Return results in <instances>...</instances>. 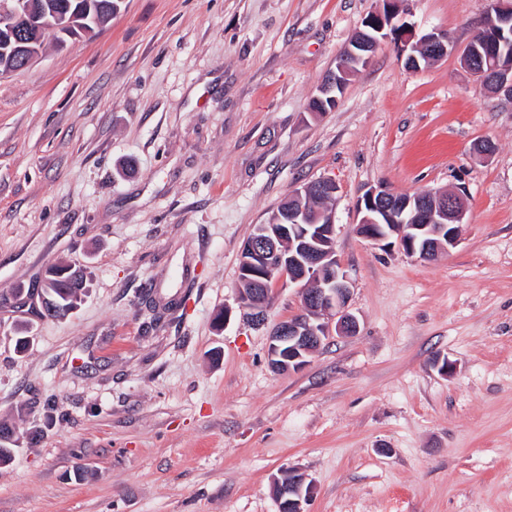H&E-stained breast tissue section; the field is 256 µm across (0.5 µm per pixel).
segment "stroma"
<instances>
[{
  "mask_svg": "<svg viewBox=\"0 0 512 512\" xmlns=\"http://www.w3.org/2000/svg\"><path fill=\"white\" fill-rule=\"evenodd\" d=\"M488 5L412 0L447 57L411 71L383 41L320 115L382 0H125L0 79V422L25 434L0 512H278L292 469L307 512H512V101L461 65ZM321 178L359 330L279 372L299 289L275 284L253 321L240 253ZM380 183L459 192L457 248L421 262L363 238ZM68 261L90 288L41 318L24 291Z\"/></svg>",
  "mask_w": 512,
  "mask_h": 512,
  "instance_id": "35a3bbf8",
  "label": "stroma"
}]
</instances>
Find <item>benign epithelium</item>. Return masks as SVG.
<instances>
[{
  "instance_id": "7a95c632",
  "label": "benign epithelium",
  "mask_w": 512,
  "mask_h": 512,
  "mask_svg": "<svg viewBox=\"0 0 512 512\" xmlns=\"http://www.w3.org/2000/svg\"><path fill=\"white\" fill-rule=\"evenodd\" d=\"M409 0H386L396 9L375 12L363 22V29L351 38L350 47L337 61L318 90L316 99H337L336 92L344 91L347 80L358 67L366 66L380 41L392 38L402 46L411 47L406 56L409 69L419 68L418 55L428 51L431 59L438 60L448 54V33L434 30L420 38L406 25H395L393 20L408 11ZM490 27L499 34L504 30L512 33V0H492ZM53 28L65 34L79 36L93 33L100 25L90 26L85 22L81 8L58 13L50 4L41 0H4L0 4V38L11 47L9 55L19 61V66L10 63L0 65V77L8 76L30 66L41 55L36 47L42 30ZM478 39H473L462 55L463 66L475 75L483 85L494 84L495 89L512 99V77L495 66L478 67L474 63L479 53ZM316 188L321 192H337L336 183L330 179H319L302 190L294 191L290 199L302 200V195ZM415 216L414 223L404 218L407 211ZM360 234L371 241L382 242L391 236L397 240L404 253L420 261H428L439 251H451L460 242V224L464 223L465 210L459 198L451 193L427 196L397 194L377 185L361 197L358 204ZM304 207L288 210V223L260 224L247 238L240 255V274L254 288L242 294L241 300L257 318L263 317L266 299L270 294L269 283L288 281L301 286L302 313L281 322L270 343V363L277 370L299 369L308 363L323 340L336 332L338 336L357 333L359 322L349 312L351 288L348 276L336 259L334 248L335 225L330 214H325L323 223L307 221ZM295 236L299 243L297 251L285 257L278 245ZM278 258L277 275L268 274L269 259ZM295 484L290 492L277 496L279 512H304V504L313 494V483L306 475L294 473Z\"/></svg>"
}]
</instances>
